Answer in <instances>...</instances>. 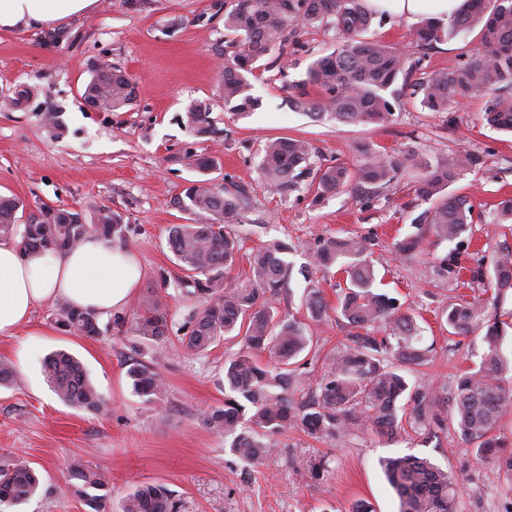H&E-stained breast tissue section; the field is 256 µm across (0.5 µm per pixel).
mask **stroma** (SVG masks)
<instances>
[{
    "label": "stroma",
    "mask_w": 512,
    "mask_h": 512,
    "mask_svg": "<svg viewBox=\"0 0 512 512\" xmlns=\"http://www.w3.org/2000/svg\"><path fill=\"white\" fill-rule=\"evenodd\" d=\"M233 0H98L83 16L50 29L0 32V195L22 199L28 210L41 204L64 205L93 215L101 207L120 213L125 224L119 245L132 248L144 270L127 308L100 319V336H74L56 325L58 308L49 301L35 308L29 326L16 336L0 335V361L12 363V385L0 387V464L22 459L41 475L39 491L10 512H91L68 492L69 466L79 462L105 469L111 478L107 512H120L124 498L150 483L166 484L178 512H350L360 499L376 512H398L399 500L379 466L383 457L413 454L430 458L457 479L462 512H512V472L478 462L453 429L409 432L391 443L355 433L315 440L299 428L276 438L274 452L257 466L241 463L229 443L202 422L204 411L224 404V363L241 348L229 335L208 351L187 354L180 328L206 300L187 293L167 245L171 225L183 223L174 206L200 173L189 155L216 159L207 176L228 190L250 197L254 209L245 224L234 225L245 250L277 243L291 248L292 273L276 308L280 316L305 323L314 338L303 358L298 386L304 401L325 361L346 341L347 331L328 318L312 321L304 305L309 288L319 286L336 304L342 275L313 265L308 246L320 235L350 232L372 235L371 260L379 292L423 314L428 364L413 366L407 377L430 396L441 393L460 373L474 368L483 353L480 337L452 336L441 313L456 295L481 296V284L454 290L439 281L435 266L450 253L463 265L490 268L512 249V229L494 226L499 202L512 196V135L486 124L483 97L461 100L447 112L425 108L420 97L405 95L391 123L342 124L291 108L289 88L306 78L310 63L333 52L339 38L331 26L298 29L291 36L288 64L266 56L250 77L259 106L234 115L219 95L224 68V12ZM477 32L433 44L425 52L427 70L449 69L478 43ZM117 68L135 79L138 97L118 112L91 108L83 88L94 69ZM31 95L18 109L15 90ZM207 103L215 137H201L183 121L187 107ZM58 113L61 130L44 123ZM305 140L312 167L355 164L360 145L391 154L416 146L428 157L445 160L462 150L481 158L450 187L474 206V221L464 242L428 238L416 260L397 257L393 239L412 233V221L426 210L409 185L399 184L386 198L368 194L322 195L310 178L290 193L266 192L259 180L262 146L267 139ZM154 292L174 317L164 355L131 349L129 332L140 298ZM64 350L84 366L109 406L99 415L63 403L43 374L50 353ZM154 365L165 381L164 402L150 404L137 395L127 376L132 363ZM326 457L317 473L315 459Z\"/></svg>",
    "instance_id": "1"
}]
</instances>
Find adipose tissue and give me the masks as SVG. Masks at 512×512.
Wrapping results in <instances>:
<instances>
[{"instance_id":"obj_1","label":"adipose tissue","mask_w":512,"mask_h":512,"mask_svg":"<svg viewBox=\"0 0 512 512\" xmlns=\"http://www.w3.org/2000/svg\"><path fill=\"white\" fill-rule=\"evenodd\" d=\"M98 0H0V29L48 28L94 10ZM374 10L412 22L428 15L445 20L461 0H367ZM143 279L133 250L90 234L58 253L0 241V335L13 336L49 299L98 316L123 310Z\"/></svg>"}]
</instances>
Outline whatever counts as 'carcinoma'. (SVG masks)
I'll use <instances>...</instances> for the list:
<instances>
[{
  "label": "carcinoma",
  "instance_id": "obj_1",
  "mask_svg": "<svg viewBox=\"0 0 512 512\" xmlns=\"http://www.w3.org/2000/svg\"><path fill=\"white\" fill-rule=\"evenodd\" d=\"M375 12L365 0H235L224 12V33L235 51L224 58L220 91L224 105L245 114L256 106L249 94L246 74L262 57L283 50L288 33L297 24L327 23L336 29L340 46L313 61L306 79L290 97L294 107L319 118L340 123L382 126L394 116L395 103L405 88H395L399 75L418 67L420 60L392 45L368 41L363 34ZM479 29L480 41L467 59L450 70L425 73L410 85L422 95L431 112H446L459 97L486 98L483 117L488 125L512 132V0H463L450 23L423 18L412 30L411 45L419 50L460 33ZM84 100L106 111L117 112L133 104L135 82L119 69H97L86 83ZM186 123L200 134L210 133L209 107L198 102L187 108ZM307 143L296 138L267 140L262 147L260 177L263 187L281 194L296 188L308 171L320 194H340L355 186H369L372 197L387 195L402 173L411 169V188L430 202L413 222L416 232L394 243L404 259L421 254L425 235L439 241L463 238L473 224V206L465 196L453 195L449 187L466 170L480 164V157L463 152L444 161H432L415 148L400 158L379 149L366 148L354 168L336 164L310 168ZM188 215L184 224L171 227L168 247L184 272L181 286L206 296L209 303L193 312L182 344L200 354L224 336L242 335V348L224 363V384L229 394L224 406L203 414L212 431L231 439V450L246 464L259 465L271 453L272 437L288 428L300 427L314 438L363 432L391 442L405 427L444 429L439 407L451 406V425L476 458L492 460L512 471V452H501L506 440L496 434L503 417L512 412V386L505 383L512 373V357L503 344L512 324L501 319L499 308L512 290V255L494 259L484 273L472 271L471 279L489 278L491 297L461 300L442 313L448 332L454 336H480L485 346L480 364L461 374L442 395L433 398L403 374L408 366H421L429 350L417 346L419 328L415 310L401 309L397 299L374 288L370 260L372 239L320 236L308 248L314 261L328 270L334 266L346 274L347 287L338 295L336 318L350 328L349 343L323 367L313 397L298 403L295 360L313 339L303 323L277 317L275 302L282 294L291 266L283 254L285 244L263 247L250 254L247 281L227 285L242 250L241 240L230 225L241 224L250 210L248 199L209 179H194L173 201ZM24 203L15 197H0V238L20 234L25 247L45 251L72 249L86 236V216L64 206L43 205L28 215L18 229V211ZM95 230L110 239L122 235V216L109 207L94 215ZM465 267L458 256L440 259L436 273L442 280H459ZM305 304L310 318L329 317V307L318 288L310 290ZM57 325L71 334L95 337L98 318L57 302ZM132 325L139 352L144 342L159 348L169 330L167 310L154 295L145 296ZM276 357L273 365L260 362V354ZM44 374L55 394L69 406L89 413L103 412L106 402L90 382L82 364L58 351L44 362ZM133 390L148 403L160 402L165 385L146 363L127 371ZM405 402L401 408L399 402ZM388 484L399 500V512H461L455 478L426 458L405 455L383 463ZM72 491L86 505L104 512L109 491L107 473L71 466ZM38 476L29 463L17 460L0 467V507H9L32 496ZM121 512H177L172 491L160 484H147L128 494Z\"/></svg>",
  "mask_w": 512,
  "mask_h": 512
}]
</instances>
